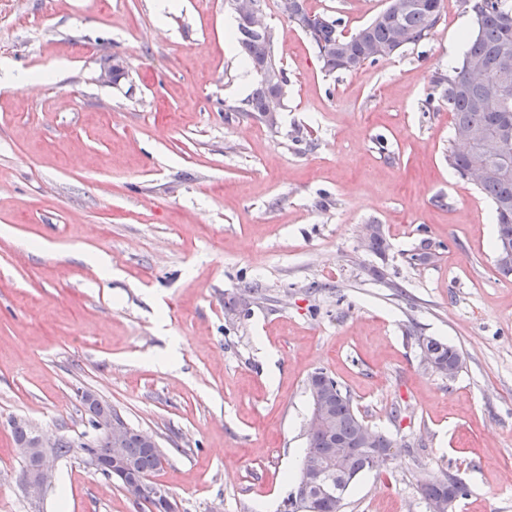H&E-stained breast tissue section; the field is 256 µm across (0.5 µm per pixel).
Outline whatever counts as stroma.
Returning <instances> with one entry per match:
<instances>
[{"label":"stroma","instance_id":"1","mask_svg":"<svg viewBox=\"0 0 512 512\" xmlns=\"http://www.w3.org/2000/svg\"><path fill=\"white\" fill-rule=\"evenodd\" d=\"M280 2L272 128L239 111L227 0H0V69L48 75L0 80V512H144L84 460L86 391L155 435L178 512H279L320 369L397 442L342 512H428L446 473L453 512H512V276L434 85L474 18L444 0L427 38L329 76ZM306 5L349 35L386 0ZM422 336L460 351L455 378L424 366ZM16 421L73 444L36 498ZM451 485L454 488L456 497L462 496L465 492V488L461 481L454 476H450L447 473L443 474L442 477L436 478L421 488V493L425 499L429 512H450L451 505L453 503V495L448 497V488ZM441 498H448L447 500H440ZM434 501H437L431 505Z\"/></svg>","mask_w":512,"mask_h":512}]
</instances>
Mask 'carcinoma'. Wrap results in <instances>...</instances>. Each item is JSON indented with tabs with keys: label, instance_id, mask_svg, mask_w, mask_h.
I'll return each instance as SVG.
<instances>
[{
	"label": "carcinoma",
	"instance_id": "obj_1",
	"mask_svg": "<svg viewBox=\"0 0 512 512\" xmlns=\"http://www.w3.org/2000/svg\"><path fill=\"white\" fill-rule=\"evenodd\" d=\"M396 0H387V6L370 23L362 26L351 36L338 32L341 21L327 16L315 17L318 27L309 34V40L318 52L322 69L326 74L351 72L366 63H375L380 57L375 49L391 45L401 48L415 43L435 28L441 18L443 0H415L416 7L397 14L393 12ZM475 20V33L466 43L461 66L448 75L435 77V86L444 88L448 110L453 113L454 130H500L512 126V0H464ZM243 30L236 27L235 41L239 51L252 68L276 64L271 33L251 37L242 43ZM483 66L487 79L476 83L472 79L473 68ZM272 88L263 78H258L256 87L246 100V111L263 115L265 102ZM500 156L484 151L476 145L469 150L451 149L448 164L461 178H466L471 169L483 168L487 175L477 187L491 202L495 212L496 244L500 248L503 239H512V176L503 178L497 174ZM421 352L426 353L445 366L461 367L462 356L458 349L447 343L425 336L419 338ZM309 388H321L330 392L327 408L331 432H318L307 441L305 458L318 461L330 470L331 478L336 472L347 477L344 489H349L366 471L372 470L371 461L361 448L347 449L341 464L333 461L330 448V433L354 444L362 436L366 424L355 409L352 398L343 392L338 381L328 373H314ZM108 444L100 432L89 443L81 445L86 455L101 458ZM124 448L129 471L145 480L166 461V454L159 447L145 446L142 433L126 428ZM461 496L465 488L461 481L443 474L421 488L427 504L448 497V488ZM313 501L309 506L299 503L295 493L284 499L283 512H336V497L321 489L311 492Z\"/></svg>",
	"mask_w": 512,
	"mask_h": 512
}]
</instances>
